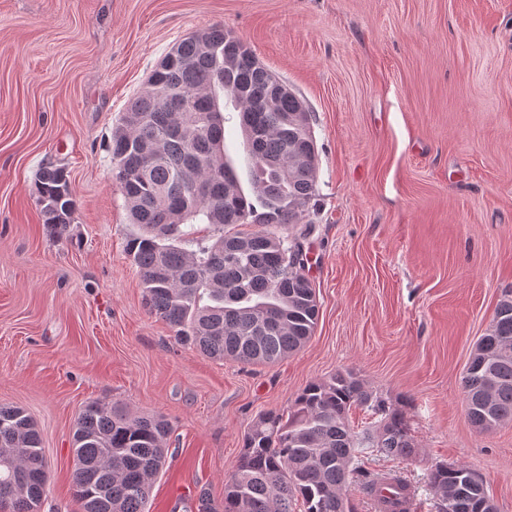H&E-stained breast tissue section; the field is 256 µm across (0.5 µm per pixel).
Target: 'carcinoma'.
I'll list each match as a JSON object with an SVG mask.
<instances>
[{
  "label": "carcinoma",
  "instance_id": "obj_1",
  "mask_svg": "<svg viewBox=\"0 0 512 512\" xmlns=\"http://www.w3.org/2000/svg\"><path fill=\"white\" fill-rule=\"evenodd\" d=\"M251 49L221 25L180 41L152 71L148 89L112 130V177L138 231L127 252L147 311L175 340L205 356L273 365L312 336L318 315L309 277L307 225L286 236L271 226L301 224L316 195L317 152L310 113ZM229 99L252 158L248 197L226 159L220 97ZM43 224L60 236L75 200L64 169L44 167L35 184ZM188 224L213 228L192 244ZM257 224L256 230L243 226ZM470 422L484 429L512 421V291L500 300L462 377ZM354 406L380 417L357 434ZM168 423L101 400L87 402L74 425L72 486L82 512H149L151 482L166 464ZM416 456L405 414L373 394L351 370L307 384L288 414L259 416L244 436L235 473L224 484V512H353V482L381 512H412L413 495L397 476L354 465L356 453ZM49 482L39 432L24 409L0 406V509L41 507ZM429 484L435 512H483V481L463 464H437Z\"/></svg>",
  "mask_w": 512,
  "mask_h": 512
}]
</instances>
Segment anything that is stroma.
<instances>
[{
  "label": "stroma",
  "mask_w": 512,
  "mask_h": 512,
  "mask_svg": "<svg viewBox=\"0 0 512 512\" xmlns=\"http://www.w3.org/2000/svg\"><path fill=\"white\" fill-rule=\"evenodd\" d=\"M219 24L302 99L318 151L310 339L271 366L214 360L148 313L109 144L164 56ZM224 144L252 160L233 107ZM63 168L76 209L50 236L34 183ZM512 291V0H0V404L36 423L41 512H81L73 432L88 401L172 431L149 512L224 507L247 429L308 383L354 371L407 413L418 454L359 457L435 512L432 467L464 464L512 512V422L467 418L461 378Z\"/></svg>",
  "instance_id": "obj_1"
}]
</instances>
